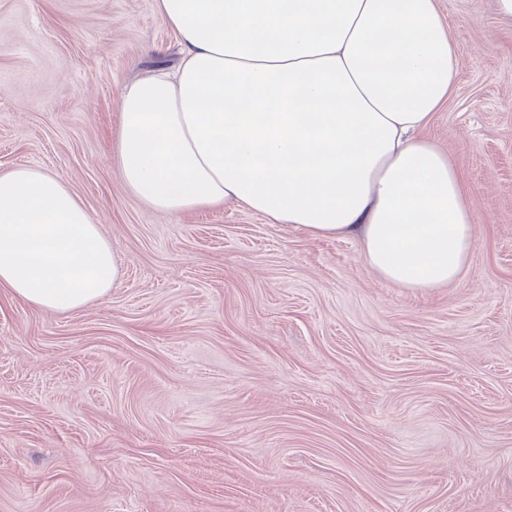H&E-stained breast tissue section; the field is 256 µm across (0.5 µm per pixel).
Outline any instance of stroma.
<instances>
[{
	"mask_svg": "<svg viewBox=\"0 0 512 512\" xmlns=\"http://www.w3.org/2000/svg\"><path fill=\"white\" fill-rule=\"evenodd\" d=\"M439 5L425 135L477 245L413 290L354 240L127 190L117 101L181 57L155 0H0V173L61 178L118 266L68 312L0 289V512H512V21Z\"/></svg>",
	"mask_w": 512,
	"mask_h": 512,
	"instance_id": "1",
	"label": "stroma"
}]
</instances>
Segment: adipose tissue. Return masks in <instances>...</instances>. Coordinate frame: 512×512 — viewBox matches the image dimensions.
<instances>
[{"instance_id": "1", "label": "adipose tissue", "mask_w": 512, "mask_h": 512, "mask_svg": "<svg viewBox=\"0 0 512 512\" xmlns=\"http://www.w3.org/2000/svg\"><path fill=\"white\" fill-rule=\"evenodd\" d=\"M175 73L128 85L114 158L156 211L233 201L270 223L354 238L402 288L455 281L475 248L464 181L424 130L455 83L438 0H155ZM116 260L69 187L0 173V288L66 312Z\"/></svg>"}]
</instances>
